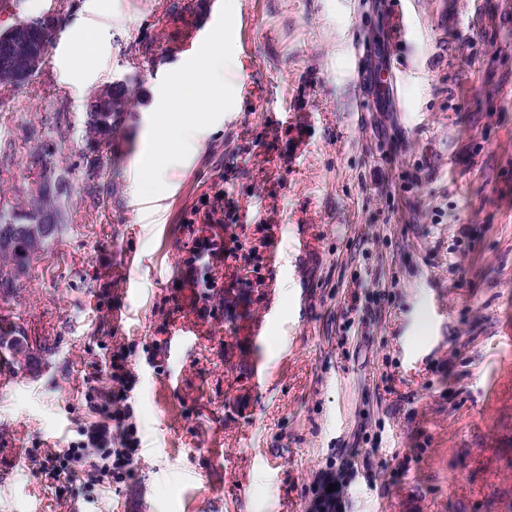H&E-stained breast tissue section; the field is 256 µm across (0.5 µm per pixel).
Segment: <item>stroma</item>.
Returning <instances> with one entry per match:
<instances>
[{
  "label": "stroma",
  "instance_id": "1",
  "mask_svg": "<svg viewBox=\"0 0 512 512\" xmlns=\"http://www.w3.org/2000/svg\"><path fill=\"white\" fill-rule=\"evenodd\" d=\"M391 2L0 13V30L53 18L56 37L0 85V198L23 202L44 149L73 185L67 232L0 298L42 345L34 371L0 359V512H311L330 478L337 512H512V0H403L397 18ZM85 27L99 51L81 67ZM218 27L224 110L134 195L150 117ZM387 63L385 93L358 84ZM117 81L137 92L124 162L90 183L86 103ZM116 352L133 478L45 481Z\"/></svg>",
  "mask_w": 512,
  "mask_h": 512
}]
</instances>
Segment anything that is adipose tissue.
<instances>
[{"mask_svg":"<svg viewBox=\"0 0 512 512\" xmlns=\"http://www.w3.org/2000/svg\"><path fill=\"white\" fill-rule=\"evenodd\" d=\"M223 109L224 31L218 28L194 68L177 74L171 93L159 103L154 150L138 169L134 192L140 195L154 189L159 171L183 153L189 131L182 120L184 114H211Z\"/></svg>","mask_w":512,"mask_h":512,"instance_id":"ef3b65f1","label":"adipose tissue"}]
</instances>
